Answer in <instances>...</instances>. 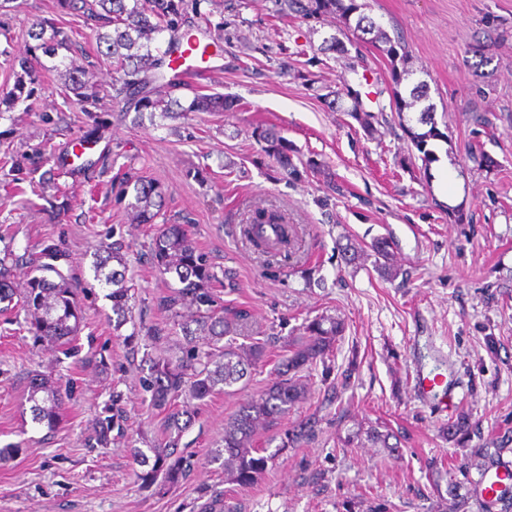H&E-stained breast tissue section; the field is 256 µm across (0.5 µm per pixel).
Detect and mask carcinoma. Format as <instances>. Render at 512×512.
<instances>
[{
	"label": "carcinoma",
	"mask_w": 512,
	"mask_h": 512,
	"mask_svg": "<svg viewBox=\"0 0 512 512\" xmlns=\"http://www.w3.org/2000/svg\"><path fill=\"white\" fill-rule=\"evenodd\" d=\"M202 0H56L58 13L83 19L96 41L97 53L112 59L118 73L121 87L118 92L134 100L138 112H162L176 119L187 112H220L235 107V100L218 94H197L188 106L172 97V92L180 84L169 80L165 91L156 90L150 84L165 77V68L171 66L170 48L162 49L154 42L156 36L168 32L172 39L182 43L198 40L197 29L189 20V14L204 18L200 10ZM276 12L288 13L303 18H318L326 14L339 13L344 23H350L352 15H357L354 30L372 36V41L385 45L384 52L390 59L393 84L400 85L407 70H398L397 61H406V46L397 37L390 36L382 24L373 17L361 12L362 5L356 0H274ZM26 36L33 41L28 55L12 61V87L0 95V116L12 112L20 103L34 98L41 86L38 66L41 56L54 58L57 51L72 47L71 36L54 25V22L39 19L31 23ZM66 78L61 87L64 98H75L80 110L87 116L99 111L103 100L101 90L88 85L82 71L68 67L64 61ZM410 100H405L399 92H394L397 116L404 110L428 99V87L419 82L409 92ZM434 105L428 104L420 110L419 123L429 126L423 133L410 132L411 140L417 149H423L427 139L443 137L433 119ZM258 142L265 156L272 159L287 174L298 178L300 171L293 163L288 140L274 129H264L258 133ZM116 202L124 205L137 224H155L164 217L165 193L162 187L151 179L143 177L121 184L116 193ZM294 229L288 224L284 213L276 209L256 211L243 227V235L257 247L267 249H287ZM122 242L101 245L93 252L94 280L112 291L107 298L112 302V314L118 324L126 321L130 312V288L126 285L125 262L121 251ZM58 251L47 246L37 258L27 259L17 256L9 248H4L0 258V314L20 307L26 314L30 330L40 340L61 345L76 335L82 320L78 289L71 280L53 264ZM152 262L160 275H173L180 287L160 300V306L172 315H178V308H196L195 318L189 322L177 323L178 329L190 346L189 360L174 364L166 359L151 362V377L147 384L150 401L154 408L165 410L180 394L187 392L190 397L202 400L217 390H226L240 383L252 370L265 362V344L253 340L248 344H238L234 340H224V336L249 319L243 309L226 310L224 315H214L216 299L212 284L216 275L211 270L205 255L191 245L187 229L183 224L162 222L151 244ZM117 263V267L110 263ZM29 266L25 287L14 288L12 271L16 266ZM309 336L303 341L288 345L286 354L278 364L277 374L272 384L257 397L243 403L224 423V470L230 472L241 485L258 481L266 468L267 458L255 456L259 449L252 448L255 431L260 426L273 427L305 398L309 371L317 363H326L337 351L336 342L340 327L336 320H329V327L323 322H313L307 327ZM26 402L30 403L32 421L55 429L59 405L62 397L58 388L36 378L32 381ZM126 418L123 411L112 406V414L100 416L97 421L98 433L95 445L105 446L112 431H123ZM192 422V414L187 411H173L169 414L167 428L176 436L169 437L162 448L144 451L133 449L134 458L142 466L150 469L139 474L141 484L148 488L161 478L171 486L184 481L191 464L178 452L179 434ZM317 421L308 418L300 421L286 432V444L295 446L315 434ZM448 440L463 448H470L478 475L500 466L503 455L512 452V429H506L490 439L470 446L481 433L469 416L460 414L448 419ZM512 472L506 473L496 494L483 497L480 482L472 478L469 470L448 473V494L453 496L458 490L467 489L466 499L475 501L478 512H492L500 507V512H512V498L508 496ZM199 512H230L224 500V493L213 491L198 507Z\"/></svg>",
	"instance_id": "cac0c4a2"
}]
</instances>
